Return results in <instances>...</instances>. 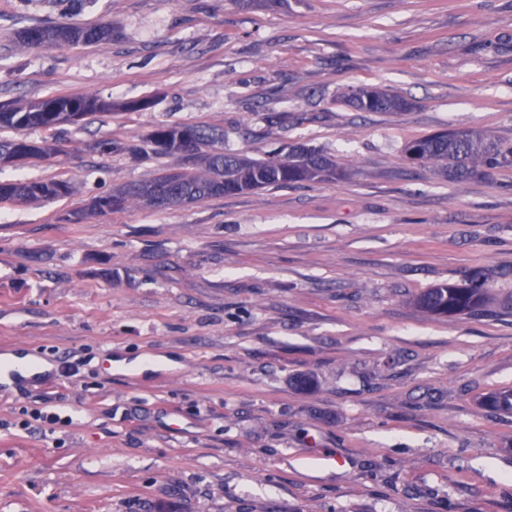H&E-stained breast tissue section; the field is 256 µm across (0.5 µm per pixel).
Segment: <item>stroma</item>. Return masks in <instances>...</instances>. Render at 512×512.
Listing matches in <instances>:
<instances>
[{"label": "stroma", "mask_w": 512, "mask_h": 512, "mask_svg": "<svg viewBox=\"0 0 512 512\" xmlns=\"http://www.w3.org/2000/svg\"><path fill=\"white\" fill-rule=\"evenodd\" d=\"M65 20L117 34L18 37ZM357 87L411 106L356 110ZM59 95L117 108L0 129L62 148L1 181L72 186L0 205V347L53 366L0 387V512H512V414L482 401L512 389V169L452 183L404 153L451 126L512 142V0H0V101ZM174 124L341 175L66 222L186 166L130 151ZM474 270L481 309L417 306ZM159 354L178 368L131 365ZM327 451L345 469L309 467ZM114 33L111 23L80 26L62 22L51 26H33L24 29L19 37L24 43L36 47L62 43L84 47L112 38Z\"/></svg>", "instance_id": "stroma-1"}]
</instances>
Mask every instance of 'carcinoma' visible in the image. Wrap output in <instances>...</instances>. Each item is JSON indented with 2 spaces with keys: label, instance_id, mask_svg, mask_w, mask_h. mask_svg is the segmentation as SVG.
<instances>
[{
  "label": "carcinoma",
  "instance_id": "carcinoma-1",
  "mask_svg": "<svg viewBox=\"0 0 512 512\" xmlns=\"http://www.w3.org/2000/svg\"><path fill=\"white\" fill-rule=\"evenodd\" d=\"M112 24L80 26L67 22L33 26L20 32L31 46L69 44L84 47L110 38ZM364 112H402L410 107L405 98L378 88H357L349 93ZM112 110V103L96 96H52L23 105L0 104V129L55 128L77 125L95 112ZM223 134L215 128L192 124L159 126L135 146L139 152L184 155L195 167L164 173L145 183H134L92 197L87 206L68 215L79 223L88 215L105 216L139 201L150 206H179L208 198L300 182L322 181L337 175L336 160L305 145L291 146L284 154L255 158L224 149ZM50 144L25 139H0V165L19 164L51 157ZM406 156L434 166L451 182L463 183L480 173L512 168V144L477 128H448L415 140L404 148ZM66 181L0 182V204L34 203L70 194ZM475 273L460 283H445L423 292L418 306L434 315H468L478 309L484 293ZM483 402L503 413H512V390L491 392Z\"/></svg>",
  "mask_w": 512,
  "mask_h": 512
}]
</instances>
